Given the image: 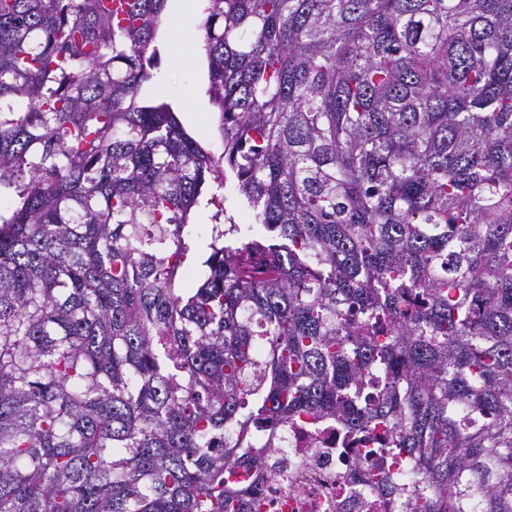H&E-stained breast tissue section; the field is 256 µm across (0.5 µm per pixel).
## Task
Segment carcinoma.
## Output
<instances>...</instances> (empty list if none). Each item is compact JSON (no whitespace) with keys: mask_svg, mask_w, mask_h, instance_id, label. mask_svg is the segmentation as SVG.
<instances>
[{"mask_svg":"<svg viewBox=\"0 0 512 512\" xmlns=\"http://www.w3.org/2000/svg\"><path fill=\"white\" fill-rule=\"evenodd\" d=\"M207 2L219 158L142 95L166 0H0V512H258L303 416L512 512V0ZM228 170L266 233L211 196L185 288ZM205 200L201 201V206L197 208L195 216L184 229V237L190 245V273L187 278L188 284H195L202 280L207 268L202 266V262L206 259L210 252V234L209 225L211 223V208L205 207Z\"/></svg>","mask_w":512,"mask_h":512,"instance_id":"1","label":"carcinoma"}]
</instances>
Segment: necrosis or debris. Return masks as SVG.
Returning a JSON list of instances; mask_svg holds the SVG:
<instances>
[{
  "mask_svg": "<svg viewBox=\"0 0 512 512\" xmlns=\"http://www.w3.org/2000/svg\"><path fill=\"white\" fill-rule=\"evenodd\" d=\"M262 472L256 475L261 512H399L397 499L364 474L382 466L362 443L344 444L325 419L294 424L280 435H258ZM363 465H354L355 455Z\"/></svg>",
  "mask_w": 512,
  "mask_h": 512,
  "instance_id": "necrosis-or-debris-1",
  "label": "necrosis or debris"
}]
</instances>
